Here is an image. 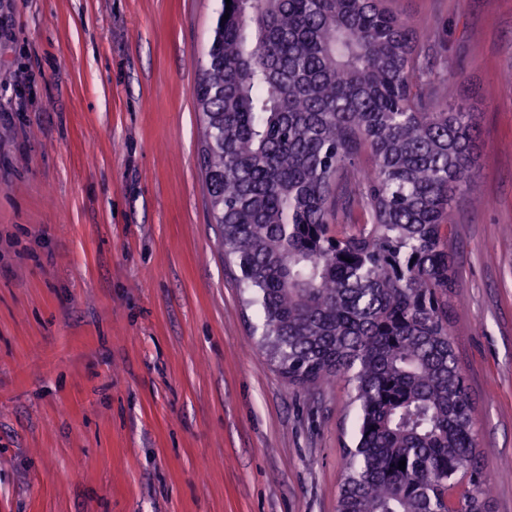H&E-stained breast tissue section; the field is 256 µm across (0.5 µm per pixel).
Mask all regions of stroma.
Listing matches in <instances>:
<instances>
[{
  "instance_id": "stroma-1",
  "label": "stroma",
  "mask_w": 512,
  "mask_h": 512,
  "mask_svg": "<svg viewBox=\"0 0 512 512\" xmlns=\"http://www.w3.org/2000/svg\"><path fill=\"white\" fill-rule=\"evenodd\" d=\"M392 5L453 25L479 125L452 335L512 512V0ZM219 6L0 0V512H336L351 386H289L257 349L209 214Z\"/></svg>"
}]
</instances>
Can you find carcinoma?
Returning a JSON list of instances; mask_svg holds the SVG:
<instances>
[{"label": "carcinoma", "instance_id": "carcinoma-1", "mask_svg": "<svg viewBox=\"0 0 512 512\" xmlns=\"http://www.w3.org/2000/svg\"><path fill=\"white\" fill-rule=\"evenodd\" d=\"M439 43L385 0H223L202 53L209 211L260 347L293 386L354 385L338 512H490L451 338L478 128Z\"/></svg>", "mask_w": 512, "mask_h": 512}]
</instances>
